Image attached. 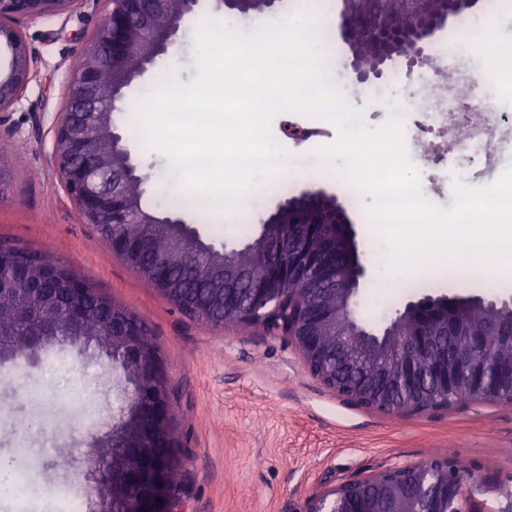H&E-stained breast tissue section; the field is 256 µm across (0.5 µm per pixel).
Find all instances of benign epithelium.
Here are the masks:
<instances>
[{
  "mask_svg": "<svg viewBox=\"0 0 512 512\" xmlns=\"http://www.w3.org/2000/svg\"><path fill=\"white\" fill-rule=\"evenodd\" d=\"M80 0H0V47L10 53L7 73L0 72V127L9 123L10 109L34 77L22 24L44 16L72 11ZM108 9L87 37L82 65L72 70L68 95L57 119L52 160L60 183L75 204L84 224H91L112 253L141 277L151 279L157 292L190 317L214 326H260L288 340L307 371L344 400L388 414L422 413L449 408L438 394L463 392L467 401L512 406V357L492 363L482 359V337L470 335L463 323L417 322L420 309L448 302L446 298L410 301L390 320L379 336H373L371 352L377 368L366 370L368 359L355 344L369 335L352 321L354 298L366 275L355 242L354 222L335 193L309 187L302 194L317 202L331 201L322 211V224L336 225V237L318 236L305 227L297 234L284 231L281 217L287 203L274 206L265 221L263 242L252 251V265L261 275H244L247 301L224 303L232 313L224 321L211 309L180 298L178 285L170 281L158 261L142 269L133 261L134 250L146 246L147 228L167 220L150 215L129 194V178L135 170L130 152L121 145L114 121L120 111L123 90L156 57L175 43L184 19L194 13L199 0H106ZM473 0H341L339 35L351 56L350 67L358 81L380 78L384 66L396 55L420 67L431 64L429 47L448 23ZM371 41L377 59L364 63L358 47ZM173 225L196 256L194 271L207 273L216 256L191 235ZM305 288L308 302L297 319L284 318L291 303L288 283ZM19 295L17 306L0 314V335H12L16 321L36 320L48 331L21 346H1L0 355L35 363L39 354L60 345L51 331L57 309L68 301L69 325L75 339L68 346L85 352L76 338L91 301L112 308V319L103 323L99 349L107 355L121 349L134 356L124 378L125 394L133 396L131 409H123L112 423L109 436L116 439L139 431L142 420L153 431L174 438L171 380L160 353L143 356L132 331L131 314L93 287L86 276L72 278L58 261L38 266L19 263L12 249L0 247V294ZM152 446L143 441L134 447L106 441L83 461L82 476L88 485L104 478L112 481L113 495L124 503V512H182L184 486L174 476V459L161 472ZM380 475L404 479L412 493L397 498L394 512H436L448 503V512H472L467 484L471 474L448 480V461L437 460L417 467L395 468ZM376 478L370 475L347 481L318 495L309 512H353L350 489Z\"/></svg>",
  "mask_w": 512,
  "mask_h": 512,
  "instance_id": "1",
  "label": "benign epithelium"
}]
</instances>
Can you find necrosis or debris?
<instances>
[{
	"instance_id": "necrosis-or-debris-1",
	"label": "necrosis or debris",
	"mask_w": 512,
	"mask_h": 512,
	"mask_svg": "<svg viewBox=\"0 0 512 512\" xmlns=\"http://www.w3.org/2000/svg\"><path fill=\"white\" fill-rule=\"evenodd\" d=\"M499 8L500 0H486L482 11L467 18L464 34L439 41L418 85L397 71L370 90L381 105L397 103L405 109V144L425 171L424 195L448 199L453 175L490 183L512 165V109L476 66L461 63L468 54L500 49L488 31Z\"/></svg>"
}]
</instances>
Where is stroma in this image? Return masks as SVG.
<instances>
[{"mask_svg": "<svg viewBox=\"0 0 512 512\" xmlns=\"http://www.w3.org/2000/svg\"><path fill=\"white\" fill-rule=\"evenodd\" d=\"M105 0H81L70 15L24 23L38 72L0 129V166L10 188L0 196V241L39 251L88 275L94 286L140 317L160 347L176 393L174 428L188 472L187 512H308L319 492L388 469L419 466L448 452L481 478L473 494L478 512H496L500 485H512V407L459 403L409 415L371 411L346 403L313 377L279 335L254 326L219 328L190 319L117 258L85 224L63 191L50 157L52 128L66 79L104 14ZM200 0L176 44L158 65L178 70L182 83L198 74L193 56L200 15L215 12ZM123 144L149 177L143 209L182 218L214 247L239 249L260 233V220L287 196L306 188L302 174L287 189L269 186L249 205L245 223L224 222L183 204L184 193L166 161L137 152L131 115L115 113ZM367 275L356 296L355 317L381 334L388 319L412 299L464 294L512 300V277L491 281L480 269L467 286L426 278L389 282L372 264V247L357 233ZM60 361L56 371L47 365ZM116 372L105 355L53 349L34 366L0 357V464L24 494H0V512H54V495L68 485L72 498L92 508L93 493L73 463L108 432L123 404L113 387ZM81 400L82 413L71 404Z\"/></svg>", "mask_w": 512, "mask_h": 512, "instance_id": "stroma-1", "label": "stroma"}]
</instances>
